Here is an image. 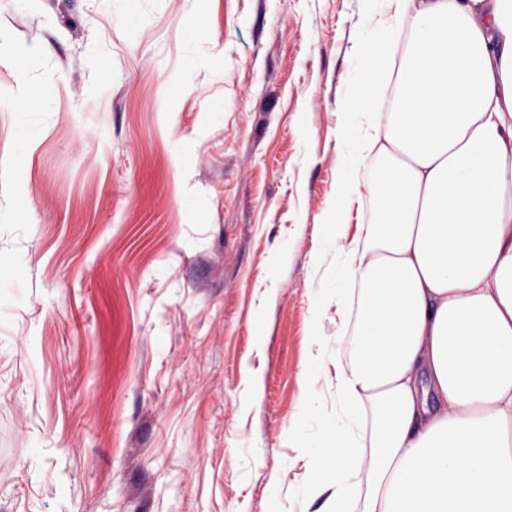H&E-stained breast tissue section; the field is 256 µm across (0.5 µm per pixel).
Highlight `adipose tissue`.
I'll list each match as a JSON object with an SVG mask.
<instances>
[{
  "label": "adipose tissue",
  "mask_w": 512,
  "mask_h": 512,
  "mask_svg": "<svg viewBox=\"0 0 512 512\" xmlns=\"http://www.w3.org/2000/svg\"><path fill=\"white\" fill-rule=\"evenodd\" d=\"M407 43L398 63L387 49ZM347 82L336 306L289 432L326 512H512V0H369ZM395 102L374 105L377 75Z\"/></svg>",
  "instance_id": "obj_1"
}]
</instances>
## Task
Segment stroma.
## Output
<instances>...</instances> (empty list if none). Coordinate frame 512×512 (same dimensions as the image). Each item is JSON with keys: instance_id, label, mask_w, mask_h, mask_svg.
Masks as SVG:
<instances>
[{"instance_id": "35a3bbf8", "label": "stroma", "mask_w": 512, "mask_h": 512, "mask_svg": "<svg viewBox=\"0 0 512 512\" xmlns=\"http://www.w3.org/2000/svg\"><path fill=\"white\" fill-rule=\"evenodd\" d=\"M364 0H0V512H298ZM193 11L214 40L165 67ZM105 99L92 110L93 94ZM55 115L17 149L22 96ZM27 225L18 234L17 225ZM209 39L210 36L207 33L200 32L197 34L194 41L190 43L180 66L169 73V78L173 82L180 81L187 72L197 68L204 62L207 55L205 47ZM27 261L26 256L17 255L9 265L0 266V296L10 293L16 278L26 267Z\"/></svg>"}]
</instances>
